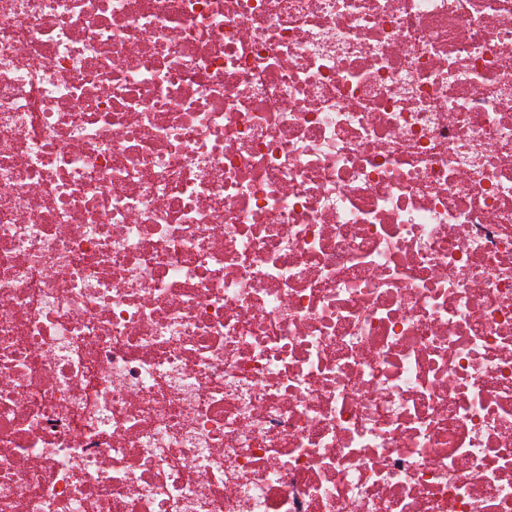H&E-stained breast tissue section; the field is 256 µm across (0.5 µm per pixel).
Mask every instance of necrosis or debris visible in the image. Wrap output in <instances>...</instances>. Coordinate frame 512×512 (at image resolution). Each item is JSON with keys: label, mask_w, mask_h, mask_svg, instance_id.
<instances>
[{"label": "necrosis or debris", "mask_w": 512, "mask_h": 512, "mask_svg": "<svg viewBox=\"0 0 512 512\" xmlns=\"http://www.w3.org/2000/svg\"><path fill=\"white\" fill-rule=\"evenodd\" d=\"M0 512H512V0H0Z\"/></svg>", "instance_id": "1"}]
</instances>
